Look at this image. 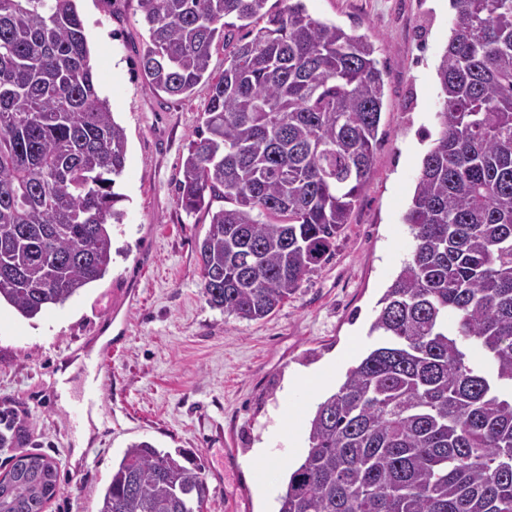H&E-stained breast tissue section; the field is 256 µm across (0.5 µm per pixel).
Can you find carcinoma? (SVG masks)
Segmentation results:
<instances>
[{"instance_id":"1","label":"carcinoma","mask_w":512,"mask_h":512,"mask_svg":"<svg viewBox=\"0 0 512 512\" xmlns=\"http://www.w3.org/2000/svg\"><path fill=\"white\" fill-rule=\"evenodd\" d=\"M139 2L152 87L209 84L177 182L180 205L209 216L206 300L264 319L321 266L368 183L384 97L375 48L301 0L277 13L267 0ZM450 4L438 132L403 216L410 258L378 301V343L317 404L277 512H512V0ZM126 152L76 0H0V301L23 318L107 273ZM57 477L45 455L20 452L0 512H44ZM207 500L199 465L142 441L97 512Z\"/></svg>"}]
</instances>
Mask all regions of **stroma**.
Returning a JSON list of instances; mask_svg holds the SVG:
<instances>
[{
    "label": "stroma",
    "mask_w": 512,
    "mask_h": 512,
    "mask_svg": "<svg viewBox=\"0 0 512 512\" xmlns=\"http://www.w3.org/2000/svg\"><path fill=\"white\" fill-rule=\"evenodd\" d=\"M315 19L366 37L383 73L384 102L371 176L332 255L261 321L224 316L203 294L196 246L204 212L187 213L176 184L203 123L207 84L171 97L144 80L139 55L148 31L139 0H77L97 89L127 136L116 189L124 224L112 236L106 276L34 320L0 306V421L15 442L0 448V475L22 450L58 467L46 512H97L112 466L130 444L180 449L209 487L204 512H275L301 460L288 443L282 468L260 489L255 450L296 375L335 363L337 377L376 342L377 302L408 259L402 220L440 105L436 68L455 23L449 0H304ZM111 335V373L98 406L100 427L75 453L82 416L73 403L84 372L60 402L55 375Z\"/></svg>",
    "instance_id": "stroma-1"
}]
</instances>
